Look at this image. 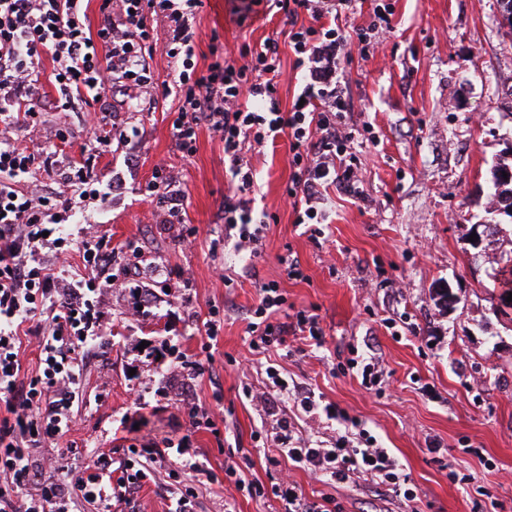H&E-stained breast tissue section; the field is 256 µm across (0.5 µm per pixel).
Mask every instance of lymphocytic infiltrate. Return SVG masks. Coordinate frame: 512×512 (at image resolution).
Wrapping results in <instances>:
<instances>
[{"mask_svg":"<svg viewBox=\"0 0 512 512\" xmlns=\"http://www.w3.org/2000/svg\"><path fill=\"white\" fill-rule=\"evenodd\" d=\"M85 2L0 0V512H128L135 495L161 470L173 481L168 512H195L201 487L218 478L202 461L196 436L205 431L218 438L222 432L214 412L195 402L193 383L204 370L201 353L210 352L224 325L219 307L210 306L202 324L200 354L171 349L175 368L161 395H178L187 409L184 433L105 451L83 452L63 441L85 402V355L105 329L104 297L116 288L130 292L134 304L125 315L133 320L143 309L172 302L171 293L143 279L150 257L131 249L120 276H113L106 238L95 225L73 224L87 201L108 197L95 173L97 159L112 142L108 93L121 90L134 112L177 96L170 131L184 156L195 153L200 128L219 137L236 182L235 191L224 198V235L252 248L262 241L267 223L255 220L250 207L254 170L248 152L287 135L293 174L285 195L297 223L316 239L324 234L329 189L361 194L343 65L353 52L368 56L376 33L392 32V20L377 10L349 31L343 22L357 13L358 0H242L241 17L263 4L288 19L294 63L305 69L307 81L301 103L284 111L275 98L281 72L273 39L250 48V64L223 58L197 69L194 20L204 0H100L101 20L94 29ZM303 14L310 16V24H298ZM160 40L167 46L161 73L153 64V46ZM46 58L53 63L48 75L41 70ZM47 81L57 91L49 103L42 92ZM54 112L85 113L87 140L77 143L72 127L59 124L39 153L29 152L19 133L47 123ZM74 143L78 156L65 154L64 145ZM35 167L60 172L58 187L24 188V176ZM147 190L156 202L155 218L178 223L183 196L174 170L156 166ZM74 254L81 255L83 272H73L69 258ZM252 317L250 351L286 346L292 336L323 344L318 314L289 312L277 283L262 286ZM29 334L37 340L42 364L32 375L19 358L22 338ZM266 374L271 385L259 402L278 445L276 454L266 458L268 466L277 468L286 460L323 483L362 475L390 487L405 502H420L421 489L407 486L387 449L371 443L360 448L345 435L330 448L294 437L281 415L285 399L310 415L321 409L336 420L342 413L331 405L318 407L313 395L292 390L277 369L267 368ZM54 444L56 457L45 458L44 449ZM251 465L247 457L228 458L223 477L249 497L280 500L284 512H336L333 499L306 498L290 477L269 488L245 481L242 473Z\"/></svg>","mask_w":512,"mask_h":512,"instance_id":"obj_1","label":"lymphocytic infiltrate"}]
</instances>
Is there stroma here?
Listing matches in <instances>:
<instances>
[{
	"mask_svg": "<svg viewBox=\"0 0 512 512\" xmlns=\"http://www.w3.org/2000/svg\"><path fill=\"white\" fill-rule=\"evenodd\" d=\"M385 2L393 32L369 58L353 57L344 68L363 196L331 192L324 237L309 239L285 199L292 172L287 136L249 154L256 174L252 208L268 222L261 254L252 258L223 238L224 197L235 185L222 144L200 131L195 154L185 158L171 137L177 97L152 112L113 114L119 132L96 171L106 182L121 178L123 188L106 204H90L88 219L112 243L113 272L126 263L124 245L136 243L163 260L159 286L190 282L193 300L129 322L121 315L126 296H107L112 337L83 380L84 396L105 404L82 411L67 438L109 448L118 437L160 439L186 428L188 416L174 400L135 414L132 389L153 386L170 360L149 359L132 372L129 352L144 341L155 350L172 338L186 352H199L198 327L209 306H224L214 362L195 383L200 403L224 419L223 440L196 436L220 481L203 491L197 512L281 510L277 500L250 498L222 478L224 452L237 449L253 461L246 480L268 487L280 478L266 464L274 444L260 434L257 402L270 365L360 420L423 491L421 512H512V307L492 285L512 257V242L485 254L467 240L470 226L493 207L492 167L512 162V29L503 23L501 0ZM234 8V0H205L195 19L199 66L218 55L246 63L245 45L277 39L276 98L281 109L290 108L305 76L294 67L283 13L261 12L240 23ZM134 128L139 157L129 166L123 134ZM161 162L180 176V227L146 221L153 206L146 186ZM185 228L195 235L186 251L178 240ZM287 253L298 257L302 278H286L279 258ZM251 264L258 278L244 277ZM270 281L294 308L316 310L324 348L250 351L249 313L261 284ZM445 288L456 298L453 307L436 303ZM355 353L380 361V389H366L355 372L340 369ZM247 388L252 398L244 397ZM291 477L307 496L332 494L344 512L405 510L401 497L368 480L328 486L301 470Z\"/></svg>",
	"mask_w": 512,
	"mask_h": 512,
	"instance_id": "obj_1",
	"label": "stroma"
}]
</instances>
